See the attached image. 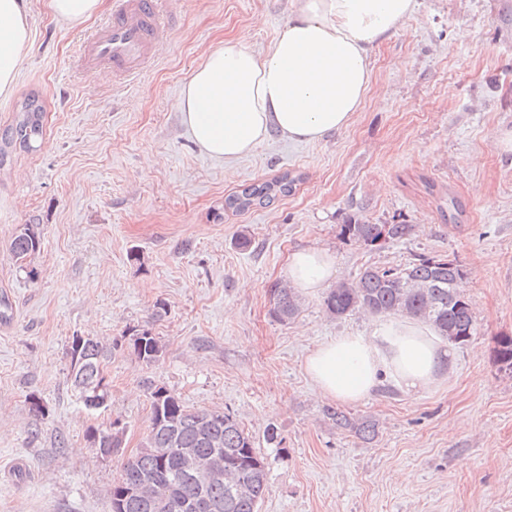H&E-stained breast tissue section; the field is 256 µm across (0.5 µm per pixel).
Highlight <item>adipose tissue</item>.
Wrapping results in <instances>:
<instances>
[{"instance_id": "ef3b65f1", "label": "adipose tissue", "mask_w": 512, "mask_h": 512, "mask_svg": "<svg viewBox=\"0 0 512 512\" xmlns=\"http://www.w3.org/2000/svg\"><path fill=\"white\" fill-rule=\"evenodd\" d=\"M277 39L257 52L239 41L210 50L193 69L177 101L197 147L232 165L271 135L316 143L345 129L361 110L371 83L369 52L392 35L414 0H290ZM24 0H0V96H9L29 38ZM338 275L333 253L292 254L288 279L306 295ZM446 352L420 323L395 319L371 335L346 334L320 343L304 368L318 397L362 401L387 380L406 392L437 382Z\"/></svg>"}]
</instances>
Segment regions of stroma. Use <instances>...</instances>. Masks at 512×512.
I'll return each instance as SVG.
<instances>
[{
    "label": "stroma",
    "mask_w": 512,
    "mask_h": 512,
    "mask_svg": "<svg viewBox=\"0 0 512 512\" xmlns=\"http://www.w3.org/2000/svg\"><path fill=\"white\" fill-rule=\"evenodd\" d=\"M48 2L26 0L30 45L0 97V128L28 94L46 110L40 147L0 170V512H111L121 459L151 422L150 382L252 435L268 464L259 512H512V372L494 353L512 336V0H415L374 49L346 129L317 143L273 137L228 168L194 144L181 87L221 41L267 49L290 0H160L166 40L128 82L77 67L113 0L76 26ZM284 172L298 180L292 195L225 212L227 194ZM353 216L418 230L372 249L340 237ZM23 224L39 225L42 244L19 262L9 244ZM300 248L334 252L342 280L418 254L465 272L476 331L449 346L438 382L407 394L389 381L346 405L376 420L372 442L325 418L304 359L329 338L370 335L377 317H329L319 294L301 296L288 322L270 314ZM142 328L164 346L151 366L127 349ZM76 335L112 349L98 410L70 378ZM115 421L122 453L101 456L87 431Z\"/></svg>",
    "instance_id": "stroma-1"
}]
</instances>
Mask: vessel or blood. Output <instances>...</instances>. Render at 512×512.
I'll return each instance as SVG.
<instances>
[{"label":"vessel or blood","mask_w":512,"mask_h":512,"mask_svg":"<svg viewBox=\"0 0 512 512\" xmlns=\"http://www.w3.org/2000/svg\"><path fill=\"white\" fill-rule=\"evenodd\" d=\"M165 30L157 0H114L108 23L82 44L81 65L90 73L110 70L118 79L136 76L156 57Z\"/></svg>","instance_id":"obj_1"}]
</instances>
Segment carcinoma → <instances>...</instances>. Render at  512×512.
I'll use <instances>...</instances> for the list:
<instances>
[{"mask_svg":"<svg viewBox=\"0 0 512 512\" xmlns=\"http://www.w3.org/2000/svg\"><path fill=\"white\" fill-rule=\"evenodd\" d=\"M44 108L39 98L30 95L21 104L11 124L0 130V169L18 150L32 151L43 139ZM295 178L283 173L270 180L242 186L224 197V211L242 214L266 208L291 195ZM413 224H372L351 217L340 225L343 240L366 247H382L410 238ZM41 246L36 224H24L10 243L18 260H24ZM464 271L453 259L418 255L397 266L367 267L353 280L336 283L323 298V308L332 318L355 312L372 315H400L421 320L451 345L466 342L474 332V317L469 300L459 283ZM271 315L279 322L293 319L299 311L295 289L279 283L271 289ZM128 349L146 365L157 363L163 346L148 330H135ZM496 359L512 371V336L497 341ZM111 348L85 337L81 354L68 349L71 379L84 389L90 405L104 406L108 383L103 365ZM151 425L139 450L121 463L119 478L109 495L112 512H258L267 489L264 458L256 450L253 437L229 413L211 409H191L167 389L149 386ZM326 417L338 429L354 433L363 440L377 435V424L370 418L354 419L330 407ZM91 447L101 455L119 452L122 431H88ZM188 449L200 462L218 458L222 475L210 478L200 468L190 467L182 455Z\"/></svg>","mask_w":512,"mask_h":512,"instance_id":"carcinoma-1","label":"carcinoma"}]
</instances>
